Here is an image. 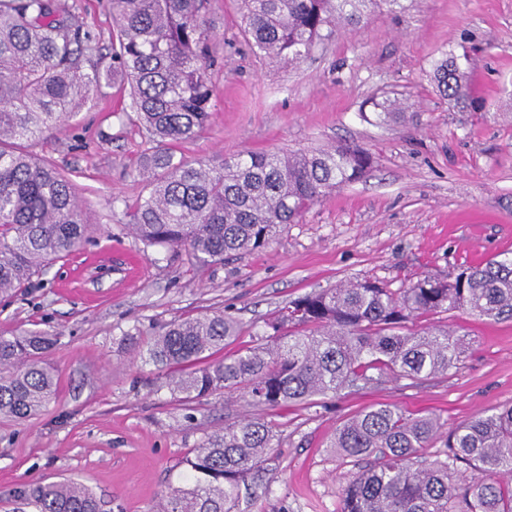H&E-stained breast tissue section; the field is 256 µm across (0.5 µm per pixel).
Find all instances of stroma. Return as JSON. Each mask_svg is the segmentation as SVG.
Wrapping results in <instances>:
<instances>
[{"mask_svg":"<svg viewBox=\"0 0 512 512\" xmlns=\"http://www.w3.org/2000/svg\"><path fill=\"white\" fill-rule=\"evenodd\" d=\"M76 22L108 46L105 0H69ZM213 87L209 121L176 157L220 162L234 155L357 144L372 158L360 181L307 209L266 248L200 266L176 247L134 236L127 211L143 194L140 161L154 143L120 85L103 86L65 130L35 141L36 157L73 182L90 211L91 238L33 277L0 307V333L45 330L56 344V399L27 420L0 419V512L33 481L74 479L108 512H153L187 477L185 457L212 431L247 415L275 424L267 488L241 512H339L358 470L331 442L348 418L395 404L454 425L512 404V319L462 312L441 324L474 340L458 369L421 382L385 380L275 409L240 393L185 404L153 366L134 358L125 332L151 335L187 316L222 310L252 346L292 300L349 281L391 289L420 275L455 277L512 252V0H407L338 27L302 62L254 54L241 35L237 0H210ZM467 55L476 109L444 100L430 79L446 51ZM407 100L405 118L367 122L374 96ZM138 265L126 272L121 257Z\"/></svg>","mask_w":512,"mask_h":512,"instance_id":"35a3bbf8","label":"stroma"}]
</instances>
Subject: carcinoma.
Segmentation results:
<instances>
[{
    "mask_svg": "<svg viewBox=\"0 0 512 512\" xmlns=\"http://www.w3.org/2000/svg\"><path fill=\"white\" fill-rule=\"evenodd\" d=\"M404 0H240L253 52L301 62L341 24L362 22L374 6ZM114 23L112 65L101 70L99 39L73 22L64 0H0V296L25 287L43 268L87 239L92 220L71 180L32 158L21 142L65 123L112 79L129 88L134 112L157 142L142 172L145 194L130 208L133 234L147 245L180 246L200 264L265 248L333 190L361 180L371 166L353 144L234 156L214 165L176 158L169 147L194 139L212 103L203 49L206 0H108ZM448 103L466 108L470 88L453 52L433 64ZM382 122L404 116L398 98L370 101ZM465 311L512 319V253L470 266L454 279L425 275L392 291L349 282L308 293L267 324L254 347L198 363L225 349L238 323L222 312L165 324L152 336L129 334L136 358L167 368L166 386L186 403L241 391L264 407L378 385L446 376L472 347L446 326L407 323ZM48 334H0V417L37 416L56 396L45 358ZM444 439L443 456L424 450ZM259 417L224 425L186 459L189 477L161 498L158 512H235L241 486L260 481L273 447ZM331 447L366 461L343 487L340 512H512V405L452 426L396 405L347 419ZM17 498L34 512H103L99 498L71 480L31 482Z\"/></svg>",
    "mask_w": 512,
    "mask_h": 512,
    "instance_id": "cac0c4a2",
    "label": "carcinoma"
}]
</instances>
